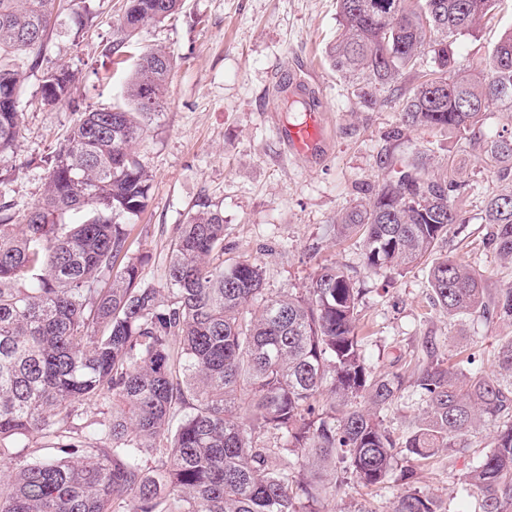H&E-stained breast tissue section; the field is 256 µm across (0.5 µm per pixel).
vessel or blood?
Segmentation results:
<instances>
[{"label":"vessel or blood","instance_id":"1","mask_svg":"<svg viewBox=\"0 0 512 512\" xmlns=\"http://www.w3.org/2000/svg\"><path fill=\"white\" fill-rule=\"evenodd\" d=\"M280 91L289 101H301L306 105L304 119L299 123L283 122L280 135L289 148L299 157L309 158L323 147V132L320 123V105L308 86L294 77H284Z\"/></svg>","mask_w":512,"mask_h":512}]
</instances>
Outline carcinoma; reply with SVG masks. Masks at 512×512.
I'll return each mask as SVG.
<instances>
[{
    "label": "carcinoma",
    "instance_id": "1",
    "mask_svg": "<svg viewBox=\"0 0 512 512\" xmlns=\"http://www.w3.org/2000/svg\"><path fill=\"white\" fill-rule=\"evenodd\" d=\"M55 0H0V155L20 131L19 54L40 52ZM498 0H336L330 48L336 72L359 81L361 97L388 85L431 53L401 108L405 127H427L473 143L512 179V135L480 134L485 113L512 112V29L483 72L458 61L468 34ZM182 0H126L127 41L160 23ZM173 54L148 48L127 85V109L83 112L48 158L44 195L22 218L0 203V512H322L336 489L382 487L396 448L411 465L392 512H447L412 487L413 462L465 447L477 423L497 425L493 446L466 473L479 512L512 509V341L498 349L499 373L474 359L456 371L433 352L414 371L427 406L400 442L377 408L400 398L399 374H374L362 354L360 285L341 266H321L310 287L271 295L260 266L224 260V214L207 202L175 228L164 286L141 278L148 257L129 241L146 208L151 178L133 151L164 108ZM76 74H46L40 103L71 99ZM465 186L413 164L343 213L340 236L362 238L366 265L408 268L428 259L454 224ZM486 245L512 261V190L489 199ZM435 301L448 313L494 311L512 319V287L489 298L460 261L433 263ZM112 401V418L79 427L86 401ZM275 431L279 446L262 444ZM40 436L66 453L27 460L14 440ZM296 461L288 464V455ZM338 462L333 484L314 468Z\"/></svg>",
    "mask_w": 512,
    "mask_h": 512
}]
</instances>
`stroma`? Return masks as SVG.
<instances>
[{"instance_id":"1","label":"stroma","mask_w":512,"mask_h":512,"mask_svg":"<svg viewBox=\"0 0 512 512\" xmlns=\"http://www.w3.org/2000/svg\"><path fill=\"white\" fill-rule=\"evenodd\" d=\"M122 4L91 0L95 18L80 34L71 11L55 12L39 59L18 58L23 127L15 149L0 156V170L15 172L7 198L16 214L42 197L45 159L64 142L78 114L125 107L124 84L143 47L161 45L176 58L167 105L134 146L153 179L147 207L130 234L132 251L149 257L141 269L145 281L163 285L175 226L206 201L224 214L225 259L261 265L269 294L304 291L323 264L343 266L358 280L366 363L404 380L401 399L379 413L394 437L415 428L423 413L410 369L422 362L426 343H434L448 364L471 355L486 373L497 372L494 349L512 341V320L449 317L433 300L429 264L375 272L366 266L359 237L339 239L333 232L343 211L425 153L430 172L451 165L466 184L464 221L451 227L436 257L470 265L489 292L512 286V262L483 245L485 204L505 189L497 170L468 141L400 126L402 103L419 72L434 68L430 53L421 54L416 71L374 90L368 103L327 56L336 35L335 0H184L175 16L145 27L115 60L108 49ZM510 28L512 0H500L476 31L457 37V58L482 69ZM62 65L78 77L71 101L33 106L46 73ZM290 71L309 82L323 106L325 150L306 161L296 159L278 135L291 114L277 86ZM496 431L493 424L482 425L467 433L465 448L436 455L422 467L419 489L439 497L448 512H475L477 495L464 491V476L490 449ZM403 490L395 477L369 491L352 483L327 501L326 512H390Z\"/></svg>"}]
</instances>
